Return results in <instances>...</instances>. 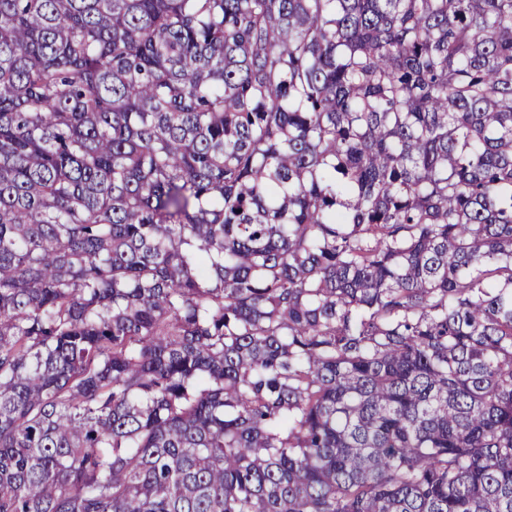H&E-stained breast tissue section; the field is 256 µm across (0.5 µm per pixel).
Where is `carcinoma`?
Returning <instances> with one entry per match:
<instances>
[{"instance_id": "obj_1", "label": "carcinoma", "mask_w": 512, "mask_h": 512, "mask_svg": "<svg viewBox=\"0 0 512 512\" xmlns=\"http://www.w3.org/2000/svg\"><path fill=\"white\" fill-rule=\"evenodd\" d=\"M0 512H512V0H0Z\"/></svg>"}]
</instances>
